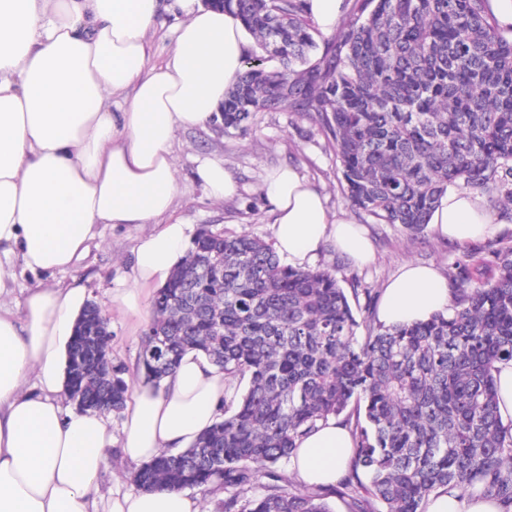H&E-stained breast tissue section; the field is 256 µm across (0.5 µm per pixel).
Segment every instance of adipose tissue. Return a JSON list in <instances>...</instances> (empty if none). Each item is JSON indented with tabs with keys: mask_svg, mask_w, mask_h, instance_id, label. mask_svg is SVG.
<instances>
[{
	"mask_svg": "<svg viewBox=\"0 0 512 512\" xmlns=\"http://www.w3.org/2000/svg\"><path fill=\"white\" fill-rule=\"evenodd\" d=\"M179 9L175 46L149 61L148 33ZM250 34L234 15L199 0H0V512H202L190 495L156 489L102 492L113 454L141 465L177 452L218 421L231 380L204 355L186 353L161 387L135 382L121 440L112 416L64 407L69 348L91 302L80 281H59L78 265L103 225H148L137 238L120 307L166 283L185 254L191 225L162 223L178 191L171 145L177 129L212 120L243 70ZM280 254L307 267L325 245L349 263L374 254L365 228L330 217L321 193L291 166L268 174ZM432 228L465 244L499 227L474 193L453 190ZM46 286L16 287L26 274ZM452 294L433 266L407 262L384 286V326L428 320ZM352 447L335 419L304 436L297 479L335 485Z\"/></svg>",
	"mask_w": 512,
	"mask_h": 512,
	"instance_id": "adipose-tissue-1",
	"label": "adipose tissue"
}]
</instances>
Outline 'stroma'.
I'll return each mask as SVG.
<instances>
[{
	"label": "stroma",
	"instance_id": "obj_1",
	"mask_svg": "<svg viewBox=\"0 0 512 512\" xmlns=\"http://www.w3.org/2000/svg\"><path fill=\"white\" fill-rule=\"evenodd\" d=\"M256 122L257 133L245 139L225 135L217 120L176 131L173 154L179 192L171 218L191 225L196 231L208 227L272 240L273 215L262 186L269 172L288 165L324 196L328 213L349 211L340 191L335 153L311 120L284 111L257 113ZM204 158L223 161L239 184L238 195L215 200L206 194L195 177L196 166ZM358 222L370 234L374 258L360 268L343 265L338 277L360 319L377 312L386 281L403 263L433 265L448 274L456 264L486 257L488 247L512 249V223L502 225L493 242L460 245L441 239L429 227L413 234L401 225L384 224L369 216L359 217ZM144 231V226L134 224L104 226L87 258L72 271L74 277L88 285L93 302L106 313L112 331V361L130 375L136 371L139 346L148 322L126 317L111 306L110 296L122 287L131 250Z\"/></svg>",
	"mask_w": 512,
	"mask_h": 512
}]
</instances>
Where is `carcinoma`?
Here are the masks:
<instances>
[{"label": "carcinoma", "instance_id": "obj_1", "mask_svg": "<svg viewBox=\"0 0 512 512\" xmlns=\"http://www.w3.org/2000/svg\"><path fill=\"white\" fill-rule=\"evenodd\" d=\"M336 32L316 40L307 0H224L255 38L224 94V134L258 112L321 126L357 213L421 233L448 188L512 211V35L488 0H346ZM456 267L453 305L425 322L358 321L336 270L294 268L250 234L203 228L151 302L137 374L161 386L189 350L240 394L189 448L161 451L133 474L142 490H224V512H332L278 469L318 422L354 420L342 484L350 512H425L441 490L476 491L512 512V425L497 408V364L512 361V250ZM83 315L69 353L71 397L105 398L88 377L110 335ZM112 373V412L131 384Z\"/></svg>", "mask_w": 512, "mask_h": 512}]
</instances>
